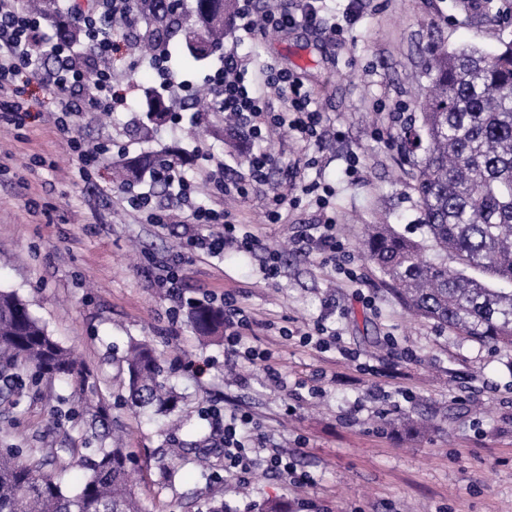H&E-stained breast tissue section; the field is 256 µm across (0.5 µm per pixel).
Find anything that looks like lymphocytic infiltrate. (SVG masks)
<instances>
[{"instance_id":"lymphocytic-infiltrate-1","label":"lymphocytic infiltrate","mask_w":512,"mask_h":512,"mask_svg":"<svg viewBox=\"0 0 512 512\" xmlns=\"http://www.w3.org/2000/svg\"><path fill=\"white\" fill-rule=\"evenodd\" d=\"M66 15L81 24L87 33L84 47L46 42L41 37L44 21L22 11L18 0H0V120L8 124L22 123L27 112L18 98L19 82L36 83L54 97V108L46 120L66 140L78 160L80 179H88L98 166L101 149L86 147L76 135L73 116L77 110L107 112L123 104L126 95L112 83V71L101 64L111 56L115 43L98 22L109 12L112 0H93L84 7L82 0H64ZM239 39H251L269 31L285 32L296 26L330 27L341 34L338 23H327L320 13L318 0H300L294 8L264 11L260 0H237ZM96 68L95 79H88L89 68ZM216 104L220 110L236 114L251 135L263 139L279 133L289 139L311 145L323 133L322 117L309 90L296 76L284 68L263 65L259 78L248 76V66L236 53L226 52L224 64L212 77ZM285 101L284 110L270 108L272 98ZM153 183L163 185L166 201H158L153 191H143L123 199L124 209L145 214L148 223L162 227L171 215L167 200L181 203L183 219L188 224L209 227L206 235H194L182 242L180 249L161 265V282L174 302L184 298L181 264L192 257L205 255L219 259L229 247L252 251L260 249L256 237L242 225L229 220L223 211L208 207L191 198L192 184L175 163H168L151 174ZM253 420L248 413H234L224 421V471L230 475L247 473L253 462H260L272 476L297 485L310 482L308 474L299 472L294 461L275 448L257 447L250 435Z\"/></svg>"}]
</instances>
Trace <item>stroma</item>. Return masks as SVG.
Masks as SVG:
<instances>
[{"mask_svg": "<svg viewBox=\"0 0 512 512\" xmlns=\"http://www.w3.org/2000/svg\"><path fill=\"white\" fill-rule=\"evenodd\" d=\"M234 39L227 32L225 47ZM436 40L499 48L512 41V0H474L468 10L460 0H368L343 37L298 27L234 46L291 70L311 90L325 134L306 153L275 136L260 142L244 132L223 141L221 113L196 115L180 96L177 123L143 133L139 104L160 79L124 52L132 75L127 108L76 118L86 146L108 140L113 147L85 181L65 141L42 122L50 95L21 85L29 119L20 128L0 122V289L17 292L97 376L113 432L130 450L144 512H206L215 498L234 512L268 499L287 502L289 512H512V351L412 318L359 249L364 225L379 221L422 236L411 167L397 139L377 131L399 130L417 116L410 78ZM196 119L205 136L184 139L183 125ZM178 148L190 156L184 170L199 198L280 254L273 279L263 278L256 253L230 248L220 260L196 259L182 271L186 295L205 305L238 294L257 321L247 345L272 351L287 388L271 385L260 366L225 359L223 338H199L185 312H172L157 263L182 242L186 226L156 227L118 202L123 189L112 182V162ZM259 151L273 159L268 185L245 198L210 197L203 156L234 179ZM276 187L296 202L272 224L265 196ZM328 216L357 280L317 251L294 247L305 225ZM319 321L337 329L358 360L300 345L298 334ZM283 327L291 336H280ZM133 340L161 353L182 395L173 414L149 418L124 404L121 358ZM79 397L71 379L0 396V448L80 447L82 418L52 416L58 402L74 406ZM212 404L251 412L268 445L290 455L312 484L295 486L259 465L245 478L226 476L223 426L203 414ZM418 415L430 429L406 434L402 418ZM204 447L214 472L208 479L195 463Z\"/></svg>", "mask_w": 512, "mask_h": 512, "instance_id": "obj_1", "label": "stroma"}]
</instances>
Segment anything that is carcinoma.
I'll return each mask as SVG.
<instances>
[{"label":"carcinoma","instance_id":"obj_1","mask_svg":"<svg viewBox=\"0 0 512 512\" xmlns=\"http://www.w3.org/2000/svg\"><path fill=\"white\" fill-rule=\"evenodd\" d=\"M52 19L56 33L84 43L82 32L58 20L57 0H20ZM135 20L117 14L106 24L142 56L163 52L170 69L202 62L224 49L236 0H130ZM424 69L428 79L415 98L419 116L398 138L412 157V178L424 237L400 234L392 224H368L363 253L388 278L411 314L507 350L512 348V43L496 50L434 42ZM173 106L149 93L150 123H166ZM143 155L121 166L123 180H138L159 164ZM187 321L199 336L224 330V310L192 306ZM125 404L137 412L170 414L181 396L148 343L130 344L123 358ZM74 379L81 414L90 416L82 447L68 448L85 471L74 491L65 487L67 465L32 448L0 449V512H142L131 488L126 449L103 444L98 427L109 408L97 379L56 342L29 305L0 290V380L21 387L43 379Z\"/></svg>","mask_w":512,"mask_h":512}]
</instances>
